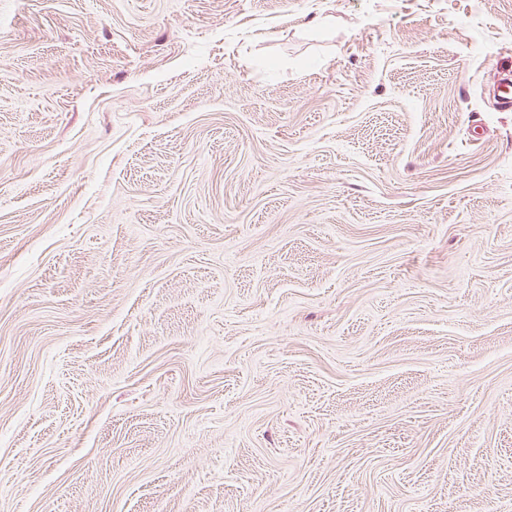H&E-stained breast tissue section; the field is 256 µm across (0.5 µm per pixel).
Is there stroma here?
Returning a JSON list of instances; mask_svg holds the SVG:
<instances>
[{
	"label": "stroma",
	"instance_id": "35a3bbf8",
	"mask_svg": "<svg viewBox=\"0 0 512 512\" xmlns=\"http://www.w3.org/2000/svg\"><path fill=\"white\" fill-rule=\"evenodd\" d=\"M503 73L512 0H0V512H512Z\"/></svg>",
	"mask_w": 512,
	"mask_h": 512
}]
</instances>
